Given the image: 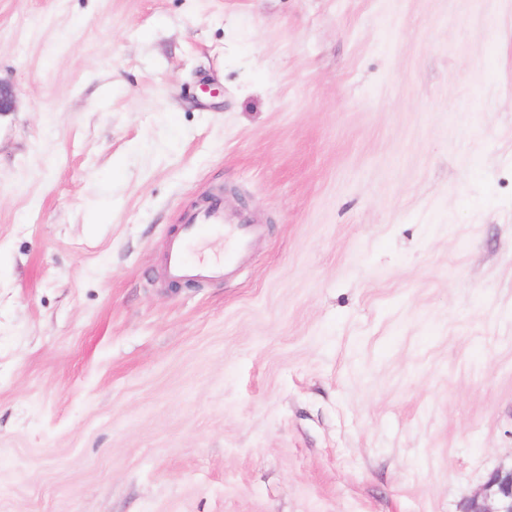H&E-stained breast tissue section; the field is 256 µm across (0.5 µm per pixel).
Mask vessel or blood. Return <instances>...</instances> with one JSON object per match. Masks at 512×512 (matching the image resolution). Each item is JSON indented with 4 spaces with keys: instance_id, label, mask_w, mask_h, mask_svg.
<instances>
[{
    "instance_id": "1",
    "label": "vessel or blood",
    "mask_w": 512,
    "mask_h": 512,
    "mask_svg": "<svg viewBox=\"0 0 512 512\" xmlns=\"http://www.w3.org/2000/svg\"><path fill=\"white\" fill-rule=\"evenodd\" d=\"M258 233L257 225L244 221L226 222L222 200L212 198L207 206L186 218L180 235L172 241L167 257V275L174 281L223 279L241 263ZM209 235L223 237V256L210 260L191 259V248Z\"/></svg>"
}]
</instances>
